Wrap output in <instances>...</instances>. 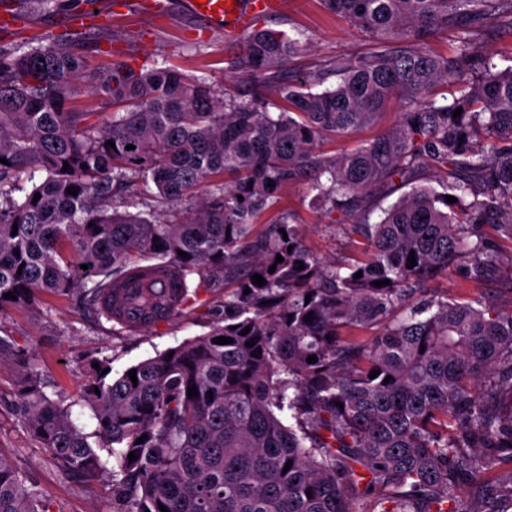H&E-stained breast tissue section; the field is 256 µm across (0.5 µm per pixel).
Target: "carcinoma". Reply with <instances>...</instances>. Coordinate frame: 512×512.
<instances>
[{
    "label": "carcinoma",
    "mask_w": 512,
    "mask_h": 512,
    "mask_svg": "<svg viewBox=\"0 0 512 512\" xmlns=\"http://www.w3.org/2000/svg\"><path fill=\"white\" fill-rule=\"evenodd\" d=\"M321 2L379 48L329 58L311 80H276L304 43L250 30L231 61L250 86L246 99H221L171 66L94 71L62 36L0 47V312H36L41 296L86 287L98 316L120 326L126 304L139 307L143 330L220 279L234 287L206 334L116 375L110 358L87 360L92 433L45 394L34 355L0 337L25 427L87 482L104 475L97 449L106 450L121 512H357L372 495L382 512L512 509V469L501 471L512 465V408L502 409L512 401V308L430 288L462 264L466 278L512 293V250L499 248L512 243V67L499 69L472 39L512 26V0ZM450 29L453 55L428 50L429 35ZM331 76L334 86L312 90ZM438 84L456 94L437 100ZM81 88L116 108L112 121L72 106ZM393 99L394 129L337 157L317 151L375 123ZM424 169L441 190L416 184ZM303 179L325 213L354 223L363 255L326 267L306 250L279 208L282 189ZM399 184L411 190L370 223L372 199ZM117 188L201 202L165 224L117 211ZM259 224L275 225L274 235L256 233ZM167 272L172 287L127 299V281ZM0 512H47L1 451Z\"/></svg>",
    "instance_id": "obj_1"
}]
</instances>
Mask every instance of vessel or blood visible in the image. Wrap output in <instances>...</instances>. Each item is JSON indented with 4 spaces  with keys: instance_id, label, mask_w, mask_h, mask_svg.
Returning <instances> with one entry per match:
<instances>
[{
    "instance_id": "vessel-or-blood-1",
    "label": "vessel or blood",
    "mask_w": 512,
    "mask_h": 512,
    "mask_svg": "<svg viewBox=\"0 0 512 512\" xmlns=\"http://www.w3.org/2000/svg\"><path fill=\"white\" fill-rule=\"evenodd\" d=\"M192 18L210 29L224 31L228 36L245 32L259 16H273L285 7V0H185ZM169 0H87L85 6L66 15L67 26L91 29L104 25L112 16L165 18L170 11ZM27 24L25 16L14 5L0 7V32L19 33Z\"/></svg>"
}]
</instances>
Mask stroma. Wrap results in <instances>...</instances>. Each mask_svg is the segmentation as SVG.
<instances>
[{"label":"stroma","instance_id":"1","mask_svg":"<svg viewBox=\"0 0 512 512\" xmlns=\"http://www.w3.org/2000/svg\"><path fill=\"white\" fill-rule=\"evenodd\" d=\"M169 18L150 22L144 18H113L110 26L87 30L80 50L90 67L106 69L124 62L136 70L164 62L186 74L204 78L217 94H246L247 85L229 62L231 40L222 31H196L181 0H172ZM257 27L284 31L296 37L306 35L304 50L290 58L289 74L312 75L325 59L336 55L361 54L370 40L348 20L327 11L320 0H286L284 12L260 17ZM398 122L396 106H388L378 122L355 135L325 140L320 150L332 157L355 148ZM307 183L294 181L283 191L282 205L297 225L303 243L316 257L331 265L356 256L360 238L350 225L333 222L312 201ZM440 296L460 301L472 297L495 298L502 308L512 307V295L492 282L466 280L458 269L434 284ZM225 288L216 286L173 319L155 327L129 332L97 317L83 291L67 296L43 297L39 313L7 308L0 311V336L11 337L17 348L33 353L36 366L46 382L45 392L70 404L72 419L85 431L95 427L93 411L82 398L83 360L88 356L109 357L113 371L120 372L144 359L156 356L182 341L209 332L224 309ZM16 376L0 371V448L9 452L18 468L31 475L47 499L50 512H114L112 478L104 476L85 482L62 471L49 453L28 432L14 410Z\"/></svg>","mask_w":512,"mask_h":512}]
</instances>
